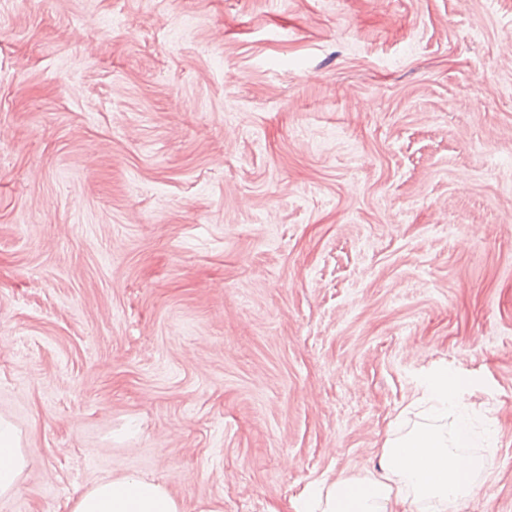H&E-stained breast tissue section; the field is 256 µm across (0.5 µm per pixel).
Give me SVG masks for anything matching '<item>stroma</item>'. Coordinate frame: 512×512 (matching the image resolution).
<instances>
[{
  "label": "stroma",
  "mask_w": 512,
  "mask_h": 512,
  "mask_svg": "<svg viewBox=\"0 0 512 512\" xmlns=\"http://www.w3.org/2000/svg\"><path fill=\"white\" fill-rule=\"evenodd\" d=\"M440 368L512 512V0H0V512H294ZM26 467L18 429L0 417V498L10 497L18 490ZM69 512H184L161 484L122 476L94 483L71 502Z\"/></svg>",
  "instance_id": "35a3bbf8"
}]
</instances>
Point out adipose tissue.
Returning a JSON list of instances; mask_svg holds the SVG:
<instances>
[{"label":"adipose tissue","mask_w":512,"mask_h":512,"mask_svg":"<svg viewBox=\"0 0 512 512\" xmlns=\"http://www.w3.org/2000/svg\"><path fill=\"white\" fill-rule=\"evenodd\" d=\"M461 384L441 372L430 377L421 397L448 432L422 429L385 439L379 450L377 478H340L313 488L305 512H413L423 500L436 512H453L475 489L481 468L470 448L477 442L465 418L457 415ZM27 459L18 429L0 417V498L19 488ZM69 512H184L161 484L122 476L94 483L74 499Z\"/></svg>","instance_id":"adipose-tissue-1"}]
</instances>
